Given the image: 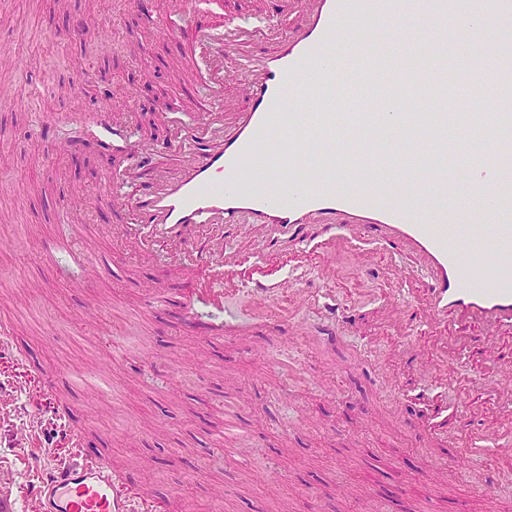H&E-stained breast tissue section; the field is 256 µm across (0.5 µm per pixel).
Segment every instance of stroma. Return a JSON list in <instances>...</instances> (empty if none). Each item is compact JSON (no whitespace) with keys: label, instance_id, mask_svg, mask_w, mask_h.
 <instances>
[{"label":"stroma","instance_id":"obj_1","mask_svg":"<svg viewBox=\"0 0 512 512\" xmlns=\"http://www.w3.org/2000/svg\"><path fill=\"white\" fill-rule=\"evenodd\" d=\"M68 3L62 13L55 0H0V52L20 43L29 57L25 70L0 71L12 84L0 102V135L12 140L0 182V321L12 324L23 350L0 347V396L13 401L0 412V467L11 472L19 512H38L26 495L37 464L101 455L120 460L127 487L149 486L155 500L177 502L181 512H362L357 495L366 490L388 512H424L428 472L441 479L440 512H456L480 486L491 490L494 512H512V460L468 458L484 424L465 408L480 396L467 380L472 355L460 356L454 382L431 381L399 355L403 335L380 321L393 290L381 270L398 264L412 272L409 257L376 244L371 267L357 269L353 256L341 255L325 280L315 254L300 264L282 252L280 267L295 273L277 300L287 317L255 322L239 294L224 303L230 336L213 340L182 322V305L205 275L193 262L161 272L131 260L80 280L47 262L62 222L58 201H71L88 224L137 221L132 212L113 216L100 200L129 156L94 140L64 150L71 126L110 116L164 161L178 124L190 123L213 94L200 49L180 36L215 28L216 19L174 14L168 0H151L166 24L156 33L143 26L134 0ZM89 15L96 26L71 36ZM57 57L85 64L49 68ZM161 274L168 303L134 315ZM422 284L412 272L403 287ZM324 287L352 316V327L333 336L321 332L313 308L289 301L291 290ZM89 306L100 317L86 325L79 315ZM292 317L306 321L301 333H290ZM144 349L156 352L153 363L141 362ZM113 351L124 360L108 375L106 394L78 382ZM231 421L235 452H215ZM72 427L83 433L76 446L63 436ZM29 429L51 443L38 462L20 437ZM259 472L266 480L256 481Z\"/></svg>","mask_w":512,"mask_h":512}]
</instances>
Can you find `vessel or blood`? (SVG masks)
Returning a JSON list of instances; mask_svg holds the SVG:
<instances>
[{
	"label": "vessel or blood",
	"mask_w": 512,
	"mask_h": 512,
	"mask_svg": "<svg viewBox=\"0 0 512 512\" xmlns=\"http://www.w3.org/2000/svg\"><path fill=\"white\" fill-rule=\"evenodd\" d=\"M435 23L407 25L403 54L411 64L400 74L408 96L382 99L367 87L385 69L371 34L393 15L395 0H287L293 26L281 30L255 14L232 18L206 45L208 67L222 90L198 112L171 145L174 162L154 164L132 144L127 129L104 124L102 137L128 144L133 163L123 179L129 194L105 185L103 201L132 210L139 224L79 223L62 204L65 224L53 249L68 258L79 277L98 270L88 241L120 238L124 254L155 262L150 243L162 241L167 257H192L207 276L183 307L189 323L206 322L224 336V301L246 291L256 316L273 306L280 292L272 246L298 252L312 246L322 266L336 255L359 250L365 238L414 256L428 277L422 295H394L390 325L419 319L423 333L407 337L404 351L431 377L456 373L463 352L478 365H492L483 381L493 406L489 426L471 450L512 459V209L493 207L490 197L512 194V156L499 136L512 133V95L498 93L494 79L512 73V48L482 34L464 57H456L443 19L455 15L481 30L512 22V0H431ZM351 68L340 76L339 57ZM236 75H224L227 60ZM401 125L393 140L369 143L360 163L340 155L339 135L369 130L371 123ZM467 131L465 152L451 132ZM432 150L383 165L385 143L414 140ZM466 182L477 203L473 223L457 226L458 184ZM423 183L437 199L427 208L410 190ZM407 185L395 197V184ZM322 235L309 244L305 227ZM249 243L247 257L224 243L226 231ZM324 322H348L345 306L332 295L316 301ZM32 495L41 512H149L143 494L130 491L118 470L97 460L57 461L41 468Z\"/></svg>",
	"instance_id": "1"
}]
</instances>
